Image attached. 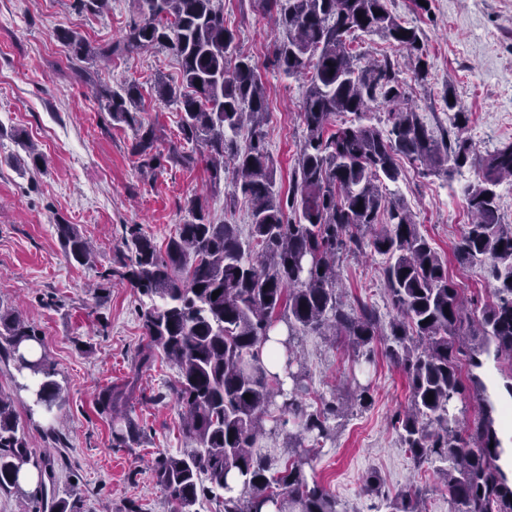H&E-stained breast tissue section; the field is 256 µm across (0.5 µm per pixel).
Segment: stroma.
<instances>
[{
    "instance_id": "stroma-1",
    "label": "stroma",
    "mask_w": 512,
    "mask_h": 512,
    "mask_svg": "<svg viewBox=\"0 0 512 512\" xmlns=\"http://www.w3.org/2000/svg\"><path fill=\"white\" fill-rule=\"evenodd\" d=\"M224 19L240 46L259 65L269 112L264 129L281 190H288L305 127L300 105L307 77H288L274 65L278 34L261 0H222ZM389 11L415 28L427 76L417 79L406 53L372 33H356L351 45L359 61L389 58L404 83L406 102L440 136L453 130L445 97L466 112L463 137L483 154L512 142V0H388ZM137 12L133 0H111L92 13L74 0H0V304L22 313L42 339V350L62 388L60 408H34L21 377L0 359V394L13 397L17 419L32 451L50 455L57 496L76 494L82 512H173L151 466L160 455L186 448L181 409L169 385L178 368L163 356L143 369V393L129 414L143 428L139 445H112L111 422L98 414L100 387L123 383L149 343L138 316L136 288L116 276L126 249L125 225L138 224L165 247L183 221L186 196L199 195L212 220L247 226L248 203L231 180L212 185L204 165L169 168L144 177L132 154L133 132L113 121L93 86L137 84L140 116L154 126L158 147L179 134V114L159 97L156 86L180 83V66L155 48L113 57L109 63L71 58L58 34L70 31L93 47L121 38ZM43 155L32 164L17 137ZM400 176L389 184L393 199L412 214L419 232L458 284L467 313L479 316L492 297L489 264L463 265L453 247L471 217L465 190L479 174L467 166L442 177L419 163L399 161ZM77 225L95 246V259L78 265L58 240L57 222ZM382 256L373 251L340 258L346 304L368 305L382 323L394 312L384 291ZM300 351L308 370L305 400L347 395L367 387L370 405L352 406L336 420L332 441L318 448L308 475L339 500L344 512H386L384 495L416 486L425 489L426 512H451L448 490L433 469H416L393 426L410 399L402 370L390 363L384 343L374 345V365L358 364L344 339L303 334ZM377 473L381 493L366 495L364 479Z\"/></svg>"
}]
</instances>
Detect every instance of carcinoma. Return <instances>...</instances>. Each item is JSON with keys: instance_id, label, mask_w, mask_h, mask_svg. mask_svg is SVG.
Here are the masks:
<instances>
[{"instance_id": "obj_1", "label": "carcinoma", "mask_w": 512, "mask_h": 512, "mask_svg": "<svg viewBox=\"0 0 512 512\" xmlns=\"http://www.w3.org/2000/svg\"><path fill=\"white\" fill-rule=\"evenodd\" d=\"M137 3L140 20L110 47L92 48L69 31L60 38L77 60L168 49L180 63L181 85L157 86L159 96L180 112L179 136L166 151L157 150L153 127L138 117L136 84L118 91L97 84L96 98L106 103L112 120L133 130L140 170L191 169L203 162L215 185L232 172L235 191L252 204L245 240L238 225L212 222L197 195L184 200V221L163 252L139 225L125 227L128 254L120 276L148 299L139 319L149 344L136 369L149 366L161 351L179 370L171 391L191 448L152 465L176 512H196L201 497L221 501L224 512H266L270 505L274 512H343L306 471L310 449L332 438L341 407L332 398L312 410L302 399L307 373L295 348L305 331L344 337L367 363L374 341L386 335V354L407 375L411 393L397 418L402 447L443 479L453 512H512L492 409L483 408L468 424L458 407L468 388L484 387L477 375L463 379L461 357L474 367L481 366L477 356L483 353L512 357V225L501 223L496 191L512 177V144L478 155L467 138L451 144L436 138L417 112L399 107L405 90L390 62L357 65L349 37L377 33L414 55L417 77L426 78L419 36L390 13L387 0H263L284 31L275 44V65L288 76L309 78L301 108L307 134L283 195L275 188L263 130L267 100L259 67L237 51L221 0ZM374 102L394 106L385 131L361 123ZM400 155L446 176L469 162L478 166L481 180L466 191L474 220L454 254L462 263L491 261L498 285L471 331L464 329L465 308L447 262L408 211L386 195V182L398 179ZM381 221L384 227L374 231ZM56 229L67 256L87 264L91 246L76 226L58 223ZM367 248L386 257L384 289L397 312L387 334L374 310L347 306L336 288L339 254ZM277 321L287 331L275 340L284 351L282 379L270 374L263 359ZM33 342H39L34 329L0 308V355L30 379L19 389L50 412L60 406L61 388L45 354L26 356L23 348ZM138 391L134 375L97 394L99 413L112 422L114 448H130L140 438L128 413ZM290 421L297 424L291 437L298 451L274 471L254 448ZM27 466L36 470V493L47 502L51 460L32 454L12 398L0 396V490L22 491L20 473ZM421 498L419 489L403 491L386 509L423 512Z\"/></svg>"}]
</instances>
